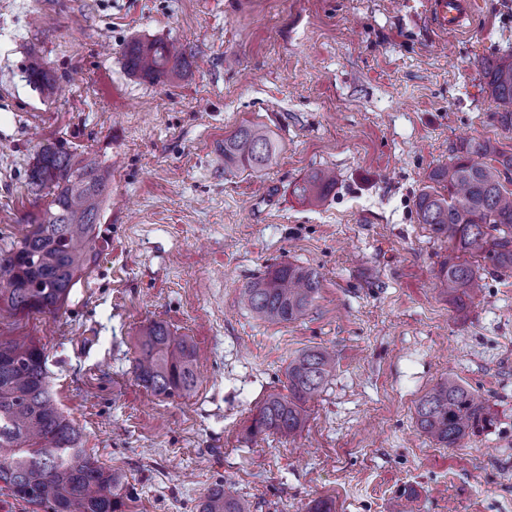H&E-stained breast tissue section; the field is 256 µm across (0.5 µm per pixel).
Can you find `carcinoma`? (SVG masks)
Returning a JSON list of instances; mask_svg holds the SVG:
<instances>
[{
	"mask_svg": "<svg viewBox=\"0 0 512 512\" xmlns=\"http://www.w3.org/2000/svg\"><path fill=\"white\" fill-rule=\"evenodd\" d=\"M127 71L152 83L184 74L186 51L161 40L133 39L123 51ZM36 88L49 86L37 55L27 65ZM486 86L497 104L494 117L512 130V50L484 65ZM277 147L269 131L242 125L224 139V166L260 172L272 165ZM417 195L418 222L448 241V257L437 277L457 316L467 317L483 291L482 271L512 272V151L491 139H471L452 148L446 166L429 175ZM108 172L94 159L77 160L67 150L46 145L28 175L32 194L51 197L31 219L22 241L0 248V313L54 314L72 288L95 264L100 211L107 198ZM336 185L325 170H313L294 194L310 206L322 205ZM321 288L320 273L280 264L247 282L240 301L262 322L291 323L306 315ZM134 374L141 385L166 398L189 395L197 386L195 346L165 321H152L136 337ZM44 347L23 337L0 341V490L46 512H130L137 499L124 475L87 454L83 437L59 409L46 366ZM336 366L323 348L303 351L288 363L287 394L272 393L258 406L249 426L294 436L307 421L306 404L328 382ZM491 422L487 400L450 374L418 400L420 435L446 448ZM252 504L220 481L199 499L197 512H251Z\"/></svg>",
	"mask_w": 512,
	"mask_h": 512,
	"instance_id": "obj_1",
	"label": "carcinoma"
}]
</instances>
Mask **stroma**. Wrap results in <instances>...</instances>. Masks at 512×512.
<instances>
[{
	"instance_id": "obj_1",
	"label": "stroma",
	"mask_w": 512,
	"mask_h": 512,
	"mask_svg": "<svg viewBox=\"0 0 512 512\" xmlns=\"http://www.w3.org/2000/svg\"><path fill=\"white\" fill-rule=\"evenodd\" d=\"M134 38L184 45L182 78L125 69ZM512 45V0H472L464 28H432L427 0H0V247L45 206L27 172L43 146L111 172L98 259L53 316L0 317V340L43 345L84 447L124 473L133 512H195L227 481L253 512H512V272L488 274L458 318L436 271L448 255L415 212L463 138L512 149L483 67ZM55 79L29 83L30 55ZM272 131L264 173L227 171L239 125ZM330 169L318 208L293 188ZM317 268L292 323L257 321L239 291L270 267ZM151 320L196 347L198 385L163 398L136 380ZM325 347L336 369L303 431L250 436L289 361ZM455 375L494 423L459 448L417 433L415 405Z\"/></svg>"
}]
</instances>
